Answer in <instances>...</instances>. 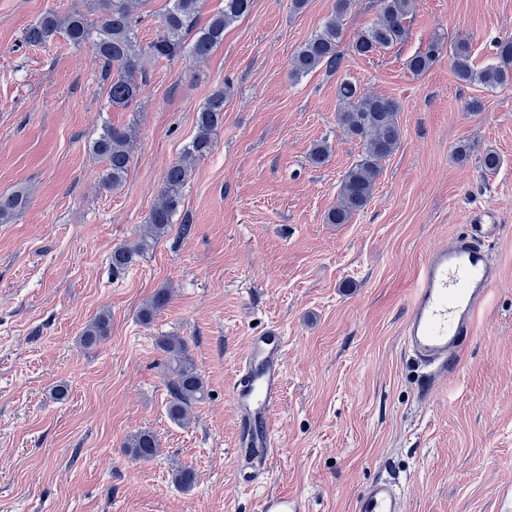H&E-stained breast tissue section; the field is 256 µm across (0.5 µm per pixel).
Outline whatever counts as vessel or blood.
Instances as JSON below:
<instances>
[{
  "mask_svg": "<svg viewBox=\"0 0 512 512\" xmlns=\"http://www.w3.org/2000/svg\"><path fill=\"white\" fill-rule=\"evenodd\" d=\"M495 213L475 210L470 231L452 244L430 251L416 276L404 327L406 348L428 371L447 376L465 340L475 332L476 317L488 303L496 276L485 248L498 234ZM287 340L271 326L254 336L241 360L232 396L251 462L264 469L276 441L271 421L282 391V355ZM301 499L271 494L259 501V512H304ZM352 512H406L401 489L380 478L353 500Z\"/></svg>",
  "mask_w": 512,
  "mask_h": 512,
  "instance_id": "vessel-or-blood-1",
  "label": "vessel or blood"
}]
</instances>
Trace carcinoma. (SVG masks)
Returning <instances> with one entry per match:
<instances>
[{
  "label": "carcinoma",
  "mask_w": 512,
  "mask_h": 512,
  "mask_svg": "<svg viewBox=\"0 0 512 512\" xmlns=\"http://www.w3.org/2000/svg\"><path fill=\"white\" fill-rule=\"evenodd\" d=\"M377 3L376 19L358 34L353 43V50L359 56L391 50L407 38V19L413 13L414 0H377ZM139 4L140 0H96L92 9L100 11V16L95 20L80 10L64 14L48 12L26 30L25 40L37 46L62 34L74 45L93 44L102 62L108 102L114 108L125 109L139 95L141 86L137 74L142 72L144 56L172 60L187 55L195 60H204L224 41L225 29L252 8V0H224V7L198 28L195 21L200 0H169L170 7L162 20V33L143 47L138 43L132 24ZM349 6L350 0H336L334 15L295 52L291 61L293 77L305 76L319 68L329 72L344 68V56L337 47L342 37L341 19ZM189 31L193 36L188 42L186 36ZM493 47L494 63L477 69L473 64L470 42L466 39L456 41L450 49V67L456 78L491 88L512 85V37L497 40ZM442 49V37L433 36L424 49L406 60L407 70L415 76L426 73L439 59ZM225 99L226 91H215L197 112L196 133L183 155L167 167L163 186L138 239L112 249V272L120 273L131 268L168 234L173 217L183 203L190 163L210 155L216 148L217 132L224 123ZM338 100L337 123L344 135L360 142L362 150L360 158L342 178L336 205L326 214L329 224H346L367 206L382 172V161L399 148L402 138L398 121L400 104L397 101L363 92L348 80L340 84ZM135 136L132 125H106L92 142V153L104 162L101 177L104 188L116 190L124 185L131 166ZM25 205L26 197L21 192L0 195V222L13 218ZM167 301V291H157L141 309L142 319L152 318ZM110 327V314L102 312L86 324L81 340L91 346L108 335ZM160 349L165 354V367L169 373L167 414L175 423L185 424L190 420L193 402L203 395L204 383L182 337H163ZM125 448L138 460H149L160 452L157 435L147 430L130 434Z\"/></svg>",
  "instance_id": "carcinoma-1"
}]
</instances>
